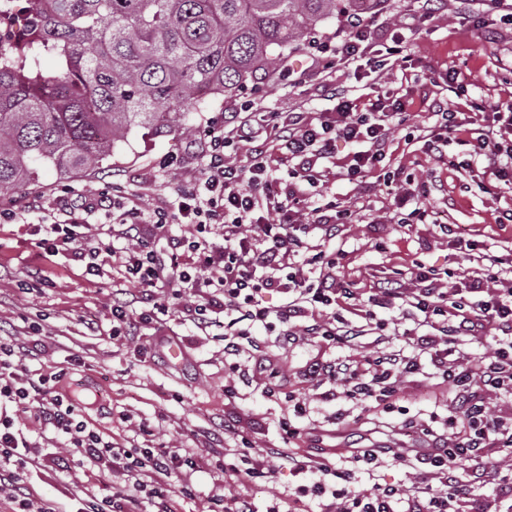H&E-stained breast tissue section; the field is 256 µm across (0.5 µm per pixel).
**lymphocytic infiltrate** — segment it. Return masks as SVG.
I'll return each mask as SVG.
<instances>
[{"mask_svg": "<svg viewBox=\"0 0 512 512\" xmlns=\"http://www.w3.org/2000/svg\"><path fill=\"white\" fill-rule=\"evenodd\" d=\"M401 52L396 45L377 46L368 27L350 16L337 35L321 42L309 58V67L328 74L337 67L363 64L380 76L403 69ZM331 99L333 112L315 122L300 112L264 111L254 101L243 105L241 116L233 121L210 119L200 134L202 176L196 185L178 192L172 205L148 211L118 190L55 204L36 199L30 206L48 217L44 230L52 234L53 246H76L94 275L100 271L101 249L80 242L74 216L102 213L123 224L128 244L113 249L112 262L154 303L135 312L129 300L114 298L113 335H136L170 305L187 307L199 329L223 323L225 350L233 357L225 372L231 378L266 371L258 328L278 329L285 345L301 334L335 345L349 340L348 332L338 325L342 307L368 318L376 306L412 309L419 326L405 335L413 354L398 350L348 356L313 363L307 370L313 383L339 382L347 395L388 410L401 394L403 379L419 373L423 360H430L453 390L455 406L443 418L433 414L426 420L403 422V429L425 443V452L370 444L351 455L353 463L366 471L387 458L411 468L412 486L377 484L368 491L355 490L350 486V470L326 459L302 460L288 449L269 448L265 456L273 468L288 470L299 485L287 503H273L267 512H300L307 496L320 500L322 512H489L476 492L478 485L496 482L503 498L512 502V466L504 467L492 457L493 449L512 448V413L489 407L476 392L484 388L512 394V287L504 285L512 273V260L490 259L461 288L444 285L434 269L417 262L409 270L411 287L386 278L366 296L345 286L336 275L342 250L328 251L321 243L335 238L337 223L351 219L352 212L335 200L307 207V189L319 177L317 163L333 159L337 144L343 142L352 148L344 166L346 179L378 173L385 185L395 186L394 198L401 202L428 195L431 188L425 182L412 190L398 186L395 173L385 166L394 133L409 120L411 98L381 94L361 107L346 91L335 89ZM266 129L274 131L277 149L295 180L285 198L273 188L268 149L259 140ZM470 146L471 157L483 162L496 181L512 186L511 112L493 113L484 133ZM241 150L249 157L248 165L232 161ZM305 209L311 220L298 223L296 217ZM172 224H189L194 231L172 240L170 253L158 252L153 242ZM273 291L283 296L275 307L266 303ZM489 330L497 341L482 357L468 361L457 357L454 337L476 339ZM244 343L250 354L242 362L238 355ZM26 354L24 346L0 336V404L33 410L39 424L64 434L68 448L90 467L117 470L124 476L111 498L90 502L78 512H143L144 504L156 500L162 504L161 512H172L173 494H191L196 461L157 442L156 425L147 420L137 424L143 444L115 446L72 399L56 393L65 371L35 378L17 373L16 362ZM29 446L14 419L0 415V483L15 487L18 512H58L54 503L34 500L21 482Z\"/></svg>", "mask_w": 512, "mask_h": 512, "instance_id": "f902f5d3", "label": "lymphocytic infiltrate"}]
</instances>
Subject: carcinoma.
Returning <instances> with one entry per match:
<instances>
[{
  "instance_id": "1",
  "label": "carcinoma",
  "mask_w": 512,
  "mask_h": 512,
  "mask_svg": "<svg viewBox=\"0 0 512 512\" xmlns=\"http://www.w3.org/2000/svg\"><path fill=\"white\" fill-rule=\"evenodd\" d=\"M358 3L27 0L25 31L0 54V192L34 180L35 162L63 180L99 170L137 127L190 135L189 107Z\"/></svg>"
}]
</instances>
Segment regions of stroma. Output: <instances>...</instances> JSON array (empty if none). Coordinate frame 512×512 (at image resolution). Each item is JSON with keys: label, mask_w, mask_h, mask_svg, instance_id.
<instances>
[{"label": "stroma", "mask_w": 512, "mask_h": 512, "mask_svg": "<svg viewBox=\"0 0 512 512\" xmlns=\"http://www.w3.org/2000/svg\"><path fill=\"white\" fill-rule=\"evenodd\" d=\"M363 18L383 43L390 42L394 24L404 22L410 28L406 69L382 78L378 85L382 91L412 97L413 138L408 141L405 134L396 133L386 162L431 179L435 189L423 202L429 223L400 225L388 187L373 176L360 182L345 179L342 166L350 148L338 143L334 164L319 185L308 190L312 205L335 198L355 212L353 223L338 225L331 242L346 253L338 275L356 287L369 288L377 280L407 273L417 260L446 274L448 282H464L477 268L476 255H512V223L499 221L501 212L512 209V191L494 188V178L482 164L459 169L467 149L458 141H449L446 157L440 160L426 154L422 137L434 125L436 111L468 113L472 128L478 129L485 113L503 112L512 105V25L483 12L480 0L464 7L458 0H433L428 8L421 0H380ZM452 69L460 72L465 95L450 91ZM252 96L262 100L265 111L303 112L313 120L333 107L325 79L296 84L257 77L238 91L208 99L202 111L189 114L188 122L202 129L209 118L238 111L240 102ZM169 153L181 155L180 165L159 169V158ZM202 167L192 137L136 129L111 166L69 181L57 180L53 171L39 167L35 181L0 194V207L33 197L48 202L59 196L90 198L116 185L148 210L197 183ZM41 222L40 213L30 212L18 222L0 223V334L28 347L42 340V349L22 362L26 373L48 375L66 369L59 391L78 403L106 438L131 446L133 433L122 423V415L135 421L146 418L159 424L158 441L180 448L183 455L210 460V467L192 477L193 496L174 498L175 512H207L211 490L223 479L217 463L225 449L235 447L237 433L247 436L251 457L260 464L266 461L265 449L288 446L342 466L344 449L367 440L392 448L409 444V437L393 433V425L444 412L452 398L447 383L427 365L403 382L402 397L390 412L351 400H325L322 387L303 375L308 361L397 350L405 347L404 337L369 330L341 346L306 336L285 346L275 333L263 329L258 335L266 342L277 377H242L235 382L234 396H225L222 325L199 330L193 313L176 307L161 321L142 326L133 341L114 340L112 296L122 289L128 298L138 297L137 285L113 268L110 255H103L100 275L92 276L71 250L45 249L38 230ZM459 234L472 241L473 256L452 247ZM162 337L181 344L182 364L169 363L167 348L158 344ZM274 385L281 392L272 397L267 390ZM292 394L305 402V416L295 414L288 400ZM340 414L345 417L341 424L336 421ZM287 424L304 430L291 444L284 440ZM19 426L33 444L34 461L24 480L35 498L56 502L61 512H77L81 495L111 497L116 482L112 473L91 474L77 460L69 477L56 476L52 458L67 454L64 439L27 414L20 416Z\"/></svg>", "instance_id": "stroma-1"}]
</instances>
